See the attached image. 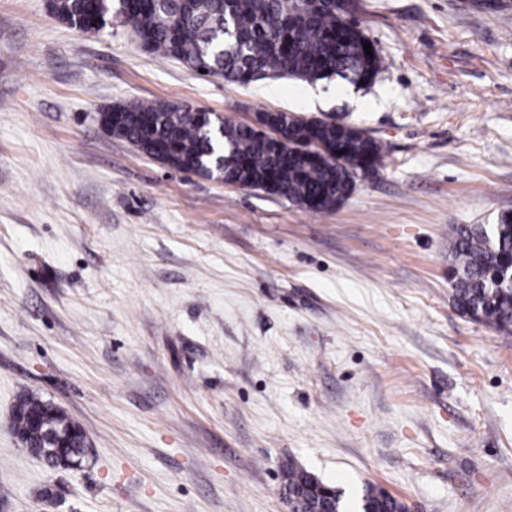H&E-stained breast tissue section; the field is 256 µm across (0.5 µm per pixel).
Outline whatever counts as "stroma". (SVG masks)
Masks as SVG:
<instances>
[{"mask_svg": "<svg viewBox=\"0 0 512 512\" xmlns=\"http://www.w3.org/2000/svg\"><path fill=\"white\" fill-rule=\"evenodd\" d=\"M479 2L353 0L384 60L358 91L202 77L0 0V512H289V461L351 504L512 512V336L448 282L453 226L512 210V0ZM133 101L336 118L386 158L314 214L100 126ZM24 391L84 427L81 469L16 442ZM361 509L362 512H405L402 502L374 485L363 489Z\"/></svg>", "mask_w": 512, "mask_h": 512, "instance_id": "35a3bbf8", "label": "stroma"}]
</instances>
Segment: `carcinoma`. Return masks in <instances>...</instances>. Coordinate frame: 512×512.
Here are the masks:
<instances>
[{
    "instance_id": "1",
    "label": "carcinoma",
    "mask_w": 512,
    "mask_h": 512,
    "mask_svg": "<svg viewBox=\"0 0 512 512\" xmlns=\"http://www.w3.org/2000/svg\"><path fill=\"white\" fill-rule=\"evenodd\" d=\"M53 16L89 32L112 21L131 26L140 44L206 76L248 83L275 76L315 82L332 76L358 89L383 71L377 50L352 20L349 0H49ZM114 136L169 168L261 190L313 213L330 211L352 191L360 173L383 164L382 142L341 120L310 123L288 112H259L252 123L214 119L210 113L166 102H130L99 114ZM452 301L478 323L512 335V212L492 231L482 224L455 227L449 249ZM13 431L34 448L63 446L42 460L79 469L90 441L80 423L34 392L14 404ZM283 472L290 512H312L336 502L310 491L319 479L290 462ZM362 512H405L374 485L361 495Z\"/></svg>"
}]
</instances>
